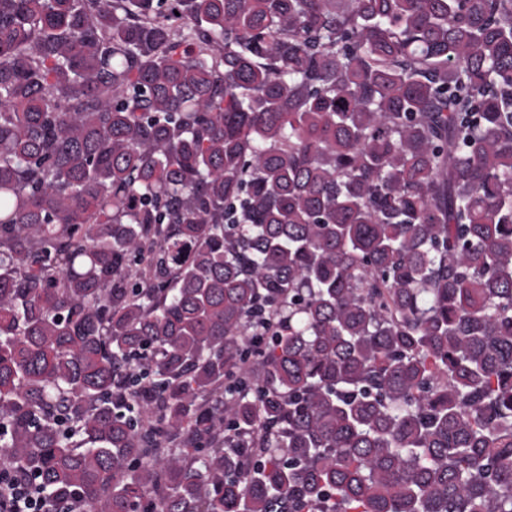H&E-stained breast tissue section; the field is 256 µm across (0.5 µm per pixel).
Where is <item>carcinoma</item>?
Listing matches in <instances>:
<instances>
[{
	"label": "carcinoma",
	"instance_id": "cac0c4a2",
	"mask_svg": "<svg viewBox=\"0 0 512 512\" xmlns=\"http://www.w3.org/2000/svg\"><path fill=\"white\" fill-rule=\"evenodd\" d=\"M0 449L46 512H512V0H0Z\"/></svg>",
	"mask_w": 512,
	"mask_h": 512
}]
</instances>
